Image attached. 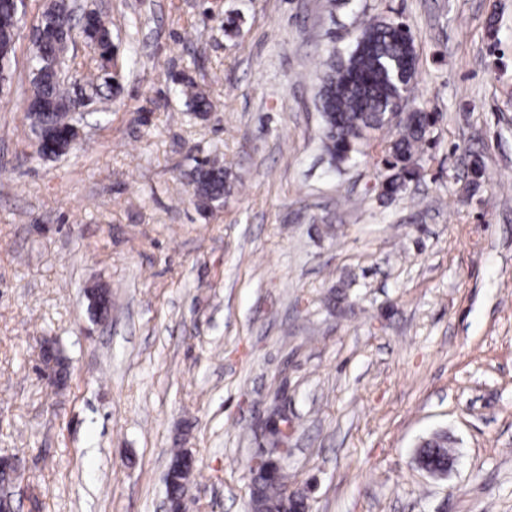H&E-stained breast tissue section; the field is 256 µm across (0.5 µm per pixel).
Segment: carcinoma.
I'll return each mask as SVG.
<instances>
[{"label": "carcinoma", "instance_id": "obj_1", "mask_svg": "<svg viewBox=\"0 0 512 512\" xmlns=\"http://www.w3.org/2000/svg\"><path fill=\"white\" fill-rule=\"evenodd\" d=\"M72 31L77 33L79 28L59 25L58 38L46 45H35L31 58L26 113L44 149L48 135H60L73 126L72 113L52 108L53 102L69 97L61 78V65L73 42ZM0 32L19 33V13L14 0H0ZM91 39L98 44L103 64L111 63L112 32L99 18ZM417 64L415 41L409 29L391 20L369 21L345 54L330 56L318 92L322 145L334 165L349 163L363 153V149L371 148L370 132L390 134L380 160L385 170L379 185L380 196L387 199L398 196L409 183L421 178L425 146L436 123L433 113L403 101L404 86L414 79ZM180 93L187 97L191 111L203 115L210 112L211 103L205 95L186 87ZM191 185L195 198L203 206L223 199L229 184L222 160L214 156L197 163ZM93 297V313L100 317L106 315L112 304L111 292L98 288L93 291ZM421 452L437 466L448 464L450 451L442 440ZM181 462L182 450L176 448L169 463L174 480L168 493L173 499L180 497L181 481L190 474L180 468ZM285 485L283 475L278 483L260 482L254 486L251 500L257 504L259 512H280Z\"/></svg>", "mask_w": 512, "mask_h": 512}]
</instances>
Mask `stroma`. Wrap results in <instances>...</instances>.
<instances>
[{
    "instance_id": "1",
    "label": "stroma",
    "mask_w": 512,
    "mask_h": 512,
    "mask_svg": "<svg viewBox=\"0 0 512 512\" xmlns=\"http://www.w3.org/2000/svg\"><path fill=\"white\" fill-rule=\"evenodd\" d=\"M78 2L111 28L118 79L76 147L41 156L25 112L46 0H27L0 88V456L19 512H163L176 448L195 458L183 512H247L276 409L311 512H512V0ZM369 19L410 28V98L439 115L392 201L376 156L329 165L315 107ZM214 154L231 190L203 210L191 173ZM438 430L441 479L414 461Z\"/></svg>"
}]
</instances>
